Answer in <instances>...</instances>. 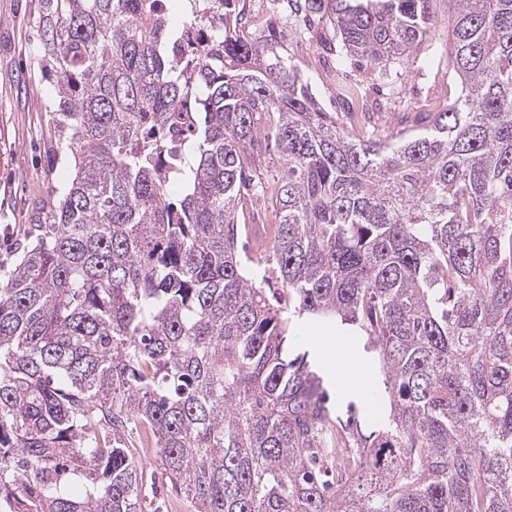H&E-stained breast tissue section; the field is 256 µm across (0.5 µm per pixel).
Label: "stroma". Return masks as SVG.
Masks as SVG:
<instances>
[{
  "label": "stroma",
  "instance_id": "stroma-1",
  "mask_svg": "<svg viewBox=\"0 0 512 512\" xmlns=\"http://www.w3.org/2000/svg\"><path fill=\"white\" fill-rule=\"evenodd\" d=\"M38 0H0V275H7L17 253L15 244L32 224L36 204L52 202L72 172V155L61 148L55 118L49 110L54 82L40 68L37 51L39 34L32 19ZM245 31L260 34L275 29L283 54L299 65L322 105L343 112L341 86L352 85L375 106L372 125L379 128L413 126L417 113L429 108L443 110L458 88L448 81L442 66L427 64L424 55H413L403 64L399 93L373 80L369 68L347 59L341 67L333 61L339 48L328 19L306 28L287 26L280 6L266 0H245ZM277 221L275 199L255 196L243 201L238 222L248 232L251 244L261 242L264 226ZM290 353L308 352L319 364L341 401H348L349 382L367 373L370 362L360 355L354 338L337 340L335 331L308 323L294 330L288 341Z\"/></svg>",
  "mask_w": 512,
  "mask_h": 512
}]
</instances>
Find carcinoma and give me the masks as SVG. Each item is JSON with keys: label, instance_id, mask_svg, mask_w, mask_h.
I'll use <instances>...</instances> for the list:
<instances>
[{"label": "carcinoma", "instance_id": "1", "mask_svg": "<svg viewBox=\"0 0 512 512\" xmlns=\"http://www.w3.org/2000/svg\"><path fill=\"white\" fill-rule=\"evenodd\" d=\"M39 0L74 173L0 279V512H142L131 427L196 512H512V0H448L460 88L412 131L320 104L238 0ZM435 0H287L394 87ZM287 165L273 307L239 245L265 114ZM180 187L169 198V185ZM306 322L371 355L340 411Z\"/></svg>", "mask_w": 512, "mask_h": 512}]
</instances>
